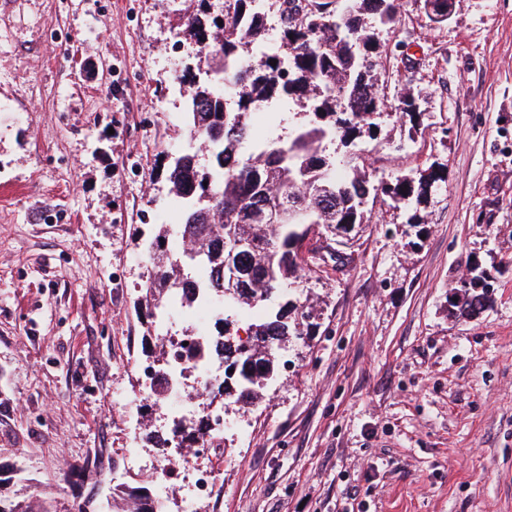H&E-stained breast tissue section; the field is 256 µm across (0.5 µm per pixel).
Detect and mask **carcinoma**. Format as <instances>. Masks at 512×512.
Masks as SVG:
<instances>
[{"label":"carcinoma","instance_id":"1","mask_svg":"<svg viewBox=\"0 0 512 512\" xmlns=\"http://www.w3.org/2000/svg\"><path fill=\"white\" fill-rule=\"evenodd\" d=\"M266 0H224L221 19L211 21L187 14L178 25L183 38L204 48L203 79H180L186 85L185 121L190 146L180 168H167L171 194L182 201L177 233L190 245L188 259L208 269L225 272L235 267L238 291L227 303L269 306L267 318L248 328L249 340L237 343L239 330L226 314L215 326L224 336V353H240L233 381L224 383L219 396L237 395L253 400L274 380L288 337L302 336L312 327L311 310L290 298L292 278L301 267L299 242L304 226L320 224L332 235L347 232L367 221L369 194H383L409 207L419 205L442 175L431 171L416 181L400 178L391 184L336 176V158L322 154L327 139H348L375 132L371 115L383 110L384 100L370 82L379 47L375 28L391 27L400 16V0H272L282 25L279 40L268 42ZM431 21L448 20V0H424ZM223 24H218V21ZM276 65H271V60ZM224 73L232 90L227 103L218 90L216 74ZM314 103L315 119L297 125L291 136L269 140L261 150L244 153L248 143V117L255 108H286ZM206 149L211 170L198 165V152ZM303 212L295 224L284 217L277 224L262 218L264 205ZM198 205L199 221L186 223V212ZM471 278L460 281V299L454 304L462 317L490 302L491 284L477 261L467 262ZM191 275L179 268L159 266L145 290L146 308L179 289L184 305L195 303ZM0 512H51L42 502L19 499L3 489ZM145 485L137 482L112 491V512H151Z\"/></svg>","mask_w":512,"mask_h":512}]
</instances>
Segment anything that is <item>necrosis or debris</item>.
<instances>
[{
  "label": "necrosis or debris",
  "mask_w": 512,
  "mask_h": 512,
  "mask_svg": "<svg viewBox=\"0 0 512 512\" xmlns=\"http://www.w3.org/2000/svg\"><path fill=\"white\" fill-rule=\"evenodd\" d=\"M210 280L207 272L195 278L197 301L190 313L193 329L179 334L169 329L172 312L182 307L178 294L169 295L155 311V339L168 350L165 365L148 357L137 359L135 364L138 389L129 399V406L138 409L143 402L163 398L172 409L168 418L171 438L185 450L179 459L166 458L143 466L142 475L154 512H165V500L174 488L181 493L183 512H201L204 505L216 504L222 495V484L214 470L194 466L193 459L223 441L224 413L215 410L209 412L204 423L191 424V409L183 396L186 382H193L195 391L204 395L223 382L214 372L217 356L213 348L223 344L224 339L212 336L208 326L218 313L206 287Z\"/></svg>",
  "instance_id": "1"
}]
</instances>
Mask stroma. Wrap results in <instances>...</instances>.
Returning <instances> with one entry per match:
<instances>
[{
  "label": "stroma",
  "instance_id": "35a3bbf8",
  "mask_svg": "<svg viewBox=\"0 0 512 512\" xmlns=\"http://www.w3.org/2000/svg\"><path fill=\"white\" fill-rule=\"evenodd\" d=\"M224 0H0V462L10 487L70 505L138 481H58L125 458L131 336L148 246L174 226L167 157L189 139L180 18ZM374 136L327 143L370 181L441 170L411 221L386 196L347 236L312 233L291 337L261 399L199 456L218 512H512V0H455L430 22L402 0L378 33ZM494 278L480 316L449 300L468 259Z\"/></svg>",
  "mask_w": 512,
  "mask_h": 512
}]
</instances>
